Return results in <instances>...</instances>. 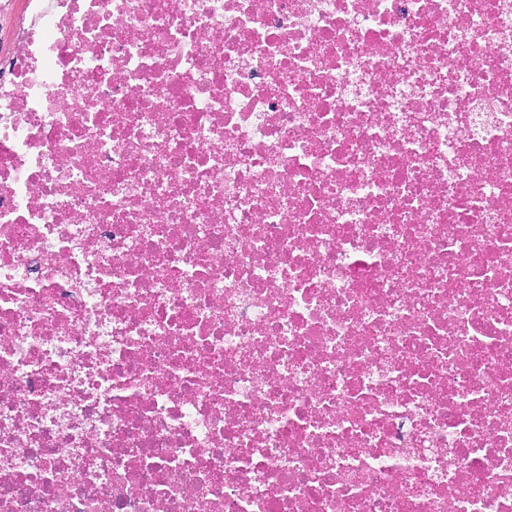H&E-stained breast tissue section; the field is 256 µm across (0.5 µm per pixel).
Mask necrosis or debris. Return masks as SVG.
I'll return each mask as SVG.
<instances>
[{
	"label": "necrosis or debris",
	"instance_id": "necrosis-or-debris-1",
	"mask_svg": "<svg viewBox=\"0 0 512 512\" xmlns=\"http://www.w3.org/2000/svg\"><path fill=\"white\" fill-rule=\"evenodd\" d=\"M0 512H512V0H0Z\"/></svg>",
	"mask_w": 512,
	"mask_h": 512
}]
</instances>
